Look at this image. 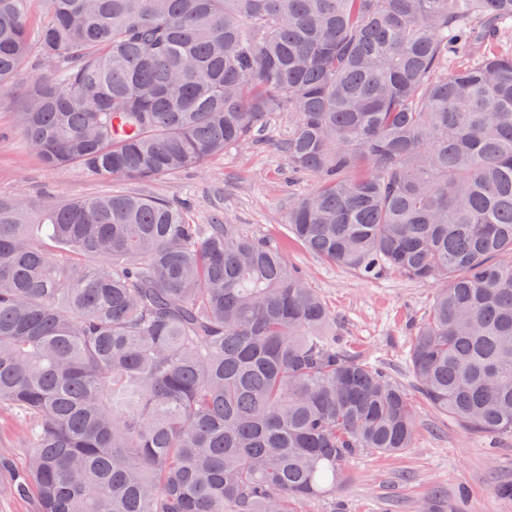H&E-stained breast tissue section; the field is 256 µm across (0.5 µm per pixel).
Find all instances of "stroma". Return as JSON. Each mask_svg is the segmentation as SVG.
Wrapping results in <instances>:
<instances>
[{"mask_svg":"<svg viewBox=\"0 0 512 512\" xmlns=\"http://www.w3.org/2000/svg\"><path fill=\"white\" fill-rule=\"evenodd\" d=\"M49 70L31 57L26 74L0 93V197L39 203L44 196L99 197L124 194L190 200L199 224L220 215L247 235L281 250L298 268L335 318L341 350L381 368L409 394L417 416L415 445L398 454L366 449L342 466L335 496L311 502L307 512H512V436L472 434L455 419L430 408L417 390L408 362L416 328L431 311L434 286L385 273L373 280L328 264L291 240L284 224L295 195L314 180L288 178L281 151L287 116L271 117L252 145L225 152L204 167L154 181L127 177L103 180L77 166H45L24 144L17 124L27 90Z\"/></svg>","mask_w":512,"mask_h":512,"instance_id":"obj_1","label":"stroma"}]
</instances>
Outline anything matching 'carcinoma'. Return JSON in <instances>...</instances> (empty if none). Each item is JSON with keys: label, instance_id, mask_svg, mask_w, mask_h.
I'll return each instance as SVG.
<instances>
[{"label": "carcinoma", "instance_id": "cac0c4a2", "mask_svg": "<svg viewBox=\"0 0 512 512\" xmlns=\"http://www.w3.org/2000/svg\"><path fill=\"white\" fill-rule=\"evenodd\" d=\"M0 0V92L49 167L151 181L293 123L286 226L362 277L436 285L422 399L512 435V0ZM184 199H0V412L37 512H298L363 449L413 446L288 259ZM46 227L57 250L33 236ZM19 429L16 422L7 414L0 415V454L10 453L19 467L25 454L21 447Z\"/></svg>", "mask_w": 512, "mask_h": 512}]
</instances>
